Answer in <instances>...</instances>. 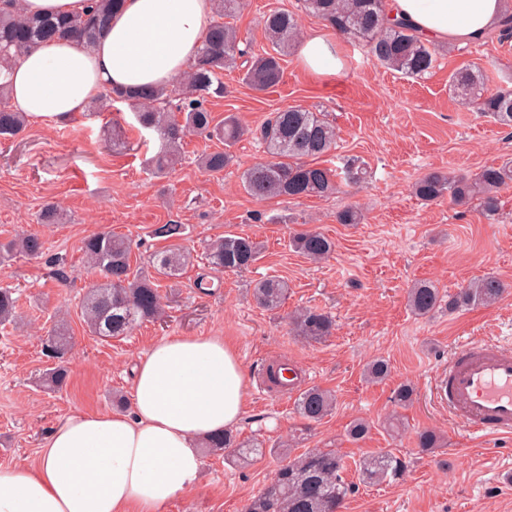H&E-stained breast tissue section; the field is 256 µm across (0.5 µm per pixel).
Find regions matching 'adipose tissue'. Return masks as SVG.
Here are the masks:
<instances>
[{"instance_id":"1","label":"adipose tissue","mask_w":512,"mask_h":512,"mask_svg":"<svg viewBox=\"0 0 512 512\" xmlns=\"http://www.w3.org/2000/svg\"><path fill=\"white\" fill-rule=\"evenodd\" d=\"M389 19L435 43L466 45L498 27L506 0H385ZM213 18V0H124L106 33L87 47L40 44L0 74L11 106L58 122L110 91L165 86L192 69ZM303 69L341 70L325 34L299 45ZM131 409L64 416L36 465L0 468V512H161L189 491L202 466L201 441L239 425L246 378L220 336H170L131 369Z\"/></svg>"}]
</instances>
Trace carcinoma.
<instances>
[{"label":"carcinoma","instance_id":"carcinoma-1","mask_svg":"<svg viewBox=\"0 0 512 512\" xmlns=\"http://www.w3.org/2000/svg\"><path fill=\"white\" fill-rule=\"evenodd\" d=\"M304 9L318 17L336 34L364 43L368 54L382 67L406 77H419L437 66L435 47L411 26L390 23L384 0H302ZM122 0H90L87 10L76 16L28 15L20 10L0 13V71L15 65L36 45L51 40L76 39L94 44L108 27ZM243 7V0H214V16L197 51L190 74L175 88H144L116 98L107 93L93 101L118 100L138 108L135 117L144 129L155 130L161 146L150 160L153 174L161 176L181 156L184 138L194 133L217 139L226 149L210 152L201 159L205 170L224 171L232 161L228 151L241 136L235 116L215 121L206 107L211 97L224 96V71L244 68L243 81L257 92L279 85L284 76L283 61L300 37L298 18L285 10L272 11L262 18L269 49L256 53L243 43L237 27L229 23ZM449 87L473 108L501 126L512 128V89L485 91V77L470 68L456 70ZM28 124L27 116L15 111L0 84V140L19 135ZM266 156L246 168L241 180L245 192L263 201L275 197L327 198L341 183L361 184L369 176L365 163L357 156L343 158L342 165L330 167L324 157L336 148V126L323 112L301 106L281 108L267 118L256 132ZM512 183V160L499 167H486L473 177L453 176L431 171L413 186L415 196L424 202L445 197L456 205H477L493 214L500 206V191ZM153 235L171 241L168 248L152 258L154 275L132 270V245L129 239L100 232L83 242L84 262L102 282L91 286L84 297L81 314L90 333L101 338L128 335L135 326L154 322L164 313L159 279L178 278L189 263L190 254L181 241L186 236L183 224H161ZM293 249L304 257L319 261L334 251L333 241L316 231H304L290 238ZM44 242L36 234L0 242V257L20 252L30 256L43 253ZM259 245L249 236L225 234L207 244L208 267L218 273L240 271L257 260ZM505 292L504 283L486 276L448 297V311L497 302ZM285 281L269 277L258 282L253 296L267 310L278 309L286 298ZM439 288L418 281L407 292V304L419 316H428L440 307ZM17 299L8 288L0 289V323L12 319ZM294 331L309 341L332 334L334 324L327 314L313 308L299 310L292 318ZM71 336L61 323L45 342L48 356L61 360L69 350ZM336 406L334 395L319 387L301 391L295 410L306 425L320 422ZM211 450H230L245 462L264 453L258 442H239L232 432L210 437ZM406 462L392 452L370 455L359 462V479L368 484L395 479L402 475ZM344 459L333 449L313 448L288 458L263 491L250 500L245 512H341L351 487L343 479Z\"/></svg>","mask_w":512,"mask_h":512}]
</instances>
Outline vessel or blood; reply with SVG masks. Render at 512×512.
Listing matches in <instances>:
<instances>
[{
	"instance_id": "1",
	"label": "vessel or blood",
	"mask_w": 512,
	"mask_h": 512,
	"mask_svg": "<svg viewBox=\"0 0 512 512\" xmlns=\"http://www.w3.org/2000/svg\"><path fill=\"white\" fill-rule=\"evenodd\" d=\"M442 407L460 426L483 437H512V347L462 344L435 377Z\"/></svg>"
}]
</instances>
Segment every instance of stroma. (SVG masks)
Listing matches in <instances>:
<instances>
[{
    "label": "stroma",
    "mask_w": 512,
    "mask_h": 512,
    "mask_svg": "<svg viewBox=\"0 0 512 512\" xmlns=\"http://www.w3.org/2000/svg\"><path fill=\"white\" fill-rule=\"evenodd\" d=\"M277 9L299 14L302 36L326 30L300 0H246L235 24L253 50L266 47L261 20ZM337 49L343 67L330 80L307 73L294 49L282 82L266 92L243 84L239 71L225 72L223 96L207 106L218 120L235 114L245 133L220 173L199 164L218 142L192 134L181 164L155 177L147 160L158 148L156 136L133 130V109L124 102L63 123L32 121L17 138L0 141V241L35 233L45 242L41 256L0 262V287L13 289L18 299L16 321L0 325V466L35 464L50 429L72 411L127 410L132 364L154 342L221 336L234 346L247 377L245 413L235 433L258 439L265 453L243 467L223 453L202 451L194 487L162 512H243L285 452L311 448L334 449L347 465L345 478L354 488L342 512H512V440L478 438L457 427L433 393L436 372L461 342L512 345V186L501 191L491 216L447 199L425 203L412 190L433 170L472 176L512 159V129L479 115L448 88L451 73L462 67L483 71L489 91L512 87V39L490 34L462 49L439 45L437 67L417 79L381 68L360 42L341 38ZM290 105L327 112L338 132L337 154L365 161L368 183L321 199L258 201L245 193L240 175L263 155L255 130L270 112ZM116 123L127 129L129 145L121 150L112 147ZM49 204L58 221L40 223ZM349 208L361 210V223L337 222ZM171 221L186 225L184 245L192 258L181 277L161 283L167 318L122 338L91 335L80 300L98 276L84 263V239L105 230L130 238L133 267L149 275L150 256L166 246L152 231ZM303 230L328 236L334 252L320 262L295 252L289 240ZM228 233L255 238L260 254L247 269L212 274L204 247ZM60 268L68 284L55 279ZM273 276L287 281L288 296L268 311L256 304L252 289ZM485 276L506 286L494 305L428 316L406 305L415 281H431L448 295ZM303 307L332 316V335L318 342L293 335L290 317ZM60 313L72 336L69 376L66 386L51 389L44 379L56 361L45 355L43 342ZM374 359L385 360L389 373L370 383L363 369ZM273 360L295 364L312 385L332 391L334 411L308 426L295 413L293 397L260 389L258 370ZM407 383L413 401L397 407L393 394ZM393 415L401 421L395 433L386 428ZM357 418L370 430L354 441L346 429ZM423 430L437 434L439 448H417ZM382 451L405 460L404 475L360 483L354 462Z\"/></svg>",
    "instance_id": "1"
}]
</instances>
